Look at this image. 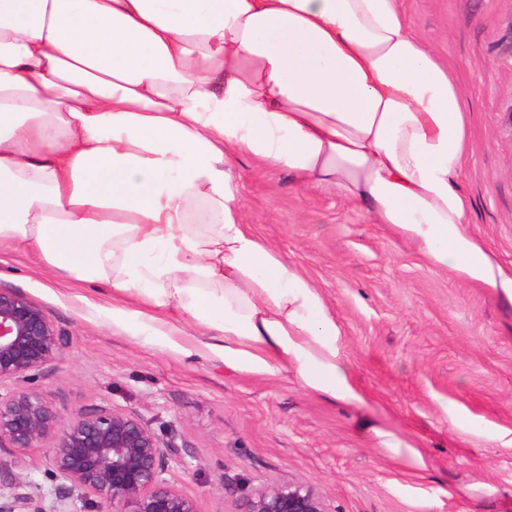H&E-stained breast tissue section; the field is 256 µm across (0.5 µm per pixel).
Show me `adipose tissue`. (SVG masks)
Returning a JSON list of instances; mask_svg holds the SVG:
<instances>
[{"instance_id":"ef3b65f1","label":"adipose tissue","mask_w":512,"mask_h":512,"mask_svg":"<svg viewBox=\"0 0 512 512\" xmlns=\"http://www.w3.org/2000/svg\"><path fill=\"white\" fill-rule=\"evenodd\" d=\"M458 74L401 0H0V242L152 335L362 402L320 290L239 219L249 156L512 301L468 236Z\"/></svg>"}]
</instances>
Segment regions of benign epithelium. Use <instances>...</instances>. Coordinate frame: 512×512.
Listing matches in <instances>:
<instances>
[{
	"label": "benign epithelium",
	"instance_id": "7a95c632",
	"mask_svg": "<svg viewBox=\"0 0 512 512\" xmlns=\"http://www.w3.org/2000/svg\"><path fill=\"white\" fill-rule=\"evenodd\" d=\"M65 348L46 313L25 296L0 290V453L20 457L50 440L48 463L58 485L45 494L0 466V512H74L75 502L108 512H196L167 477L184 469L185 450L165 442L138 415L90 408L65 418L28 383ZM240 512H327L321 496L296 481L247 495Z\"/></svg>",
	"mask_w": 512,
	"mask_h": 512
}]
</instances>
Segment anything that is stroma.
<instances>
[{"label": "stroma", "instance_id": "stroma-1", "mask_svg": "<svg viewBox=\"0 0 512 512\" xmlns=\"http://www.w3.org/2000/svg\"><path fill=\"white\" fill-rule=\"evenodd\" d=\"M417 34L461 69L472 152L460 174L468 233L512 269V0H402ZM241 221L320 288L342 329L358 406L301 388L294 374L225 368L179 337L113 319L112 289L0 243V289L26 296L67 338L34 387L65 417L93 407L143 418L191 455L169 478L197 512H238L247 494L297 481L328 512H512V303L432 269L389 224L284 169L238 165ZM453 403L460 431L440 410ZM381 428L416 442L425 470L391 458ZM0 463L50 493L47 451Z\"/></svg>", "mask_w": 512, "mask_h": 512}]
</instances>
